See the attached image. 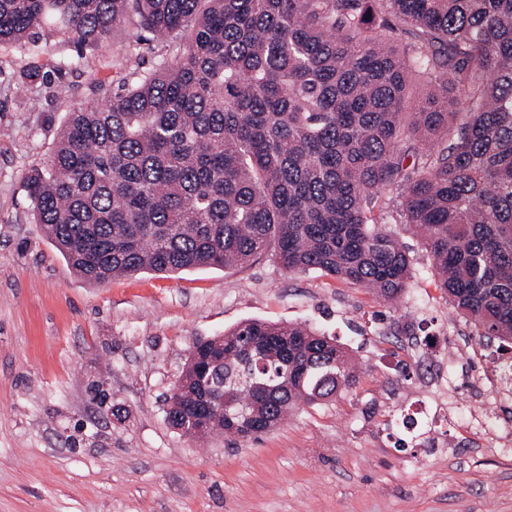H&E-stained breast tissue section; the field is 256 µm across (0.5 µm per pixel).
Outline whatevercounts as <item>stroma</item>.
Wrapping results in <instances>:
<instances>
[{"instance_id": "stroma-1", "label": "stroma", "mask_w": 512, "mask_h": 512, "mask_svg": "<svg viewBox=\"0 0 512 512\" xmlns=\"http://www.w3.org/2000/svg\"><path fill=\"white\" fill-rule=\"evenodd\" d=\"M73 52L58 38L0 43V512H512V450L468 427L476 411L512 426L511 402L469 392L511 370L512 353L453 312L415 234L400 233L414 278L392 305L267 257L101 286L72 272L22 180L53 149L48 120L87 99L86 73L115 84L113 47L39 92L22 74ZM249 319L334 337L357 383L257 440L172 429L166 398L193 343Z\"/></svg>"}]
</instances>
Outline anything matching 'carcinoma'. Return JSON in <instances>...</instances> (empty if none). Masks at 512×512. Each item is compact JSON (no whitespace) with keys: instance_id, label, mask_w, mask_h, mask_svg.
I'll list each match as a JSON object with an SVG mask.
<instances>
[{"instance_id":"carcinoma-1","label":"carcinoma","mask_w":512,"mask_h":512,"mask_svg":"<svg viewBox=\"0 0 512 512\" xmlns=\"http://www.w3.org/2000/svg\"><path fill=\"white\" fill-rule=\"evenodd\" d=\"M182 49L121 86L96 77L23 178L30 216L92 283L270 256L393 304L412 258L389 208L430 254L457 315L512 349V0H0V43L60 37L77 57L119 29ZM431 105L413 103L417 82ZM165 414L265 433L356 383L347 351L303 326L247 320Z\"/></svg>"}]
</instances>
